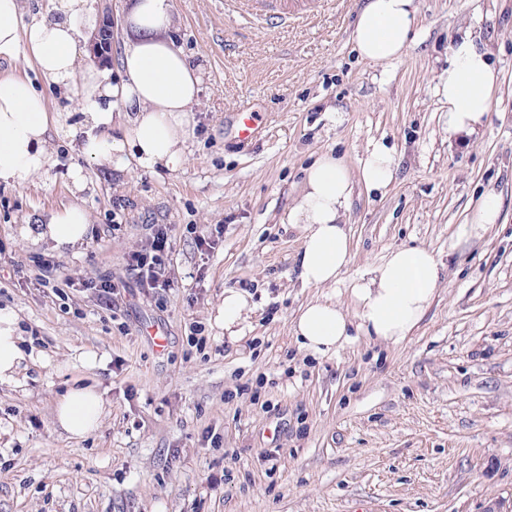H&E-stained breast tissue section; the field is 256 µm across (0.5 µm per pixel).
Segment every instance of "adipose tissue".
Returning a JSON list of instances; mask_svg holds the SVG:
<instances>
[{
	"label": "adipose tissue",
	"instance_id": "1",
	"mask_svg": "<svg viewBox=\"0 0 512 512\" xmlns=\"http://www.w3.org/2000/svg\"><path fill=\"white\" fill-rule=\"evenodd\" d=\"M52 14L19 29L18 0H0V57H15L19 46L51 84L78 86L85 108L87 159L119 170L135 166L176 169L185 157L190 107L201 78L166 37L172 25L171 0H134L126 16L128 45L120 59L126 75L119 84L107 82L98 68L83 65L78 39L94 30L96 19L84 0H54ZM417 15L416 0H366L351 32L360 58L387 67L399 62ZM498 85V74L470 32L448 46L443 93L448 101V133L476 134L484 124ZM121 103L130 123L121 138L109 135L113 103ZM58 126L57 113L28 79L0 76V181L24 183L52 164L49 132ZM396 171L394 151L382 142L370 145L360 166L368 190L384 192ZM352 194V181L343 161L326 152L306 169L301 193L288 214L303 225L299 275L309 286L337 283L350 263L348 237L341 225ZM90 219L79 205L52 213L36 241L53 242L55 249L76 247L88 233ZM440 285V262L421 246L392 251L367 276L351 281L349 297L362 327L377 339L398 343L421 320ZM348 318L333 301L304 306L294 324L301 345L318 354L335 351L348 338ZM38 360L17 334V317L0 309V385L17 386ZM104 412L101 395L92 387H71L58 398L56 422L69 436L96 431Z\"/></svg>",
	"mask_w": 512,
	"mask_h": 512
}]
</instances>
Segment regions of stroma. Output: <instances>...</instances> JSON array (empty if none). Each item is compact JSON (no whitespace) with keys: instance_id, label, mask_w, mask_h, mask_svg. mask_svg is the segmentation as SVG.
<instances>
[{"instance_id":"obj_1","label":"stroma","mask_w":512,"mask_h":512,"mask_svg":"<svg viewBox=\"0 0 512 512\" xmlns=\"http://www.w3.org/2000/svg\"><path fill=\"white\" fill-rule=\"evenodd\" d=\"M172 2L175 46L201 76L184 163L120 172L80 161L69 134L84 121L78 92L45 85L60 117L56 163L29 182H0V243L12 256L0 260V307L43 355L22 386L0 387V512H483L511 502L512 0H417L415 39L387 69L350 43L364 0H317L287 23L249 0ZM463 30L499 81L484 125L462 140L448 134L439 87ZM244 107L259 127L246 144ZM379 140L395 150V179L383 194L355 184L342 219L347 271L303 285L304 231L286 218L304 168L331 150L358 174ZM488 191L501 197L500 217L472 223ZM73 202L91 220L80 247L57 252L22 235ZM146 224L174 225L178 286L126 293L121 316L88 291L44 294L25 274L31 256L51 254L63 278L122 275ZM190 224L223 225V247L199 255ZM409 245L443 272L404 341L356 330L327 354L300 345L303 306L332 300L355 318L350 281ZM228 289L251 306L236 340L214 322ZM193 321L210 338L201 352L189 343ZM260 377L259 401L226 400ZM76 384L104 401L83 439L55 423L57 398Z\"/></svg>"}]
</instances>
